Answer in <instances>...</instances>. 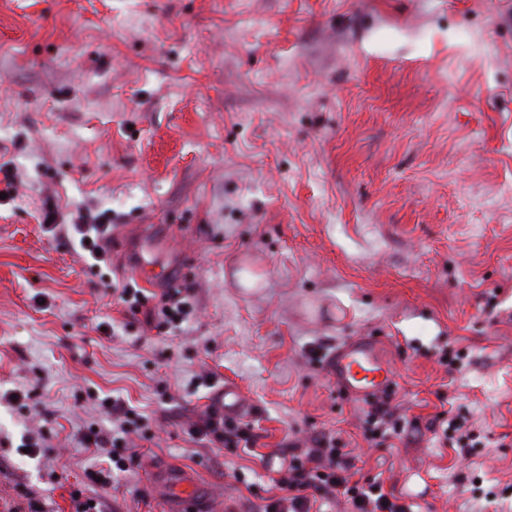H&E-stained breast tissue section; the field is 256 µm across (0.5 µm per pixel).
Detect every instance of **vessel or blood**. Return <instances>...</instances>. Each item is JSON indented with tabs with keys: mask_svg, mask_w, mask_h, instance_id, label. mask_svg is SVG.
Here are the masks:
<instances>
[{
	"mask_svg": "<svg viewBox=\"0 0 512 512\" xmlns=\"http://www.w3.org/2000/svg\"><path fill=\"white\" fill-rule=\"evenodd\" d=\"M328 369L337 388L364 398L392 388L394 376L377 354L376 340L362 336L338 348ZM150 480L155 490L173 507V512H190L192 506L210 497L209 488L189 471L179 467L153 469Z\"/></svg>",
	"mask_w": 512,
	"mask_h": 512,
	"instance_id": "vessel-or-blood-1",
	"label": "vessel or blood"
}]
</instances>
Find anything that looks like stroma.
<instances>
[{"label": "stroma", "mask_w": 512, "mask_h": 512, "mask_svg": "<svg viewBox=\"0 0 512 512\" xmlns=\"http://www.w3.org/2000/svg\"><path fill=\"white\" fill-rule=\"evenodd\" d=\"M2 165L0 512H166L162 464L257 512L291 445L336 433L412 512H512V0H0ZM50 208L110 219L111 268ZM135 226L167 237L146 275L184 259L180 328L120 300ZM359 336L410 424L382 445L326 366ZM228 380L249 453L189 432ZM95 394L147 418L104 487ZM447 411L479 445L439 446ZM109 455V467L99 471H87L85 477L88 478L92 483L98 485H107L110 482L111 474L115 469L118 471H128L129 463L133 462V455L124 456L112 452V449L108 451Z\"/></svg>", "instance_id": "1"}]
</instances>
